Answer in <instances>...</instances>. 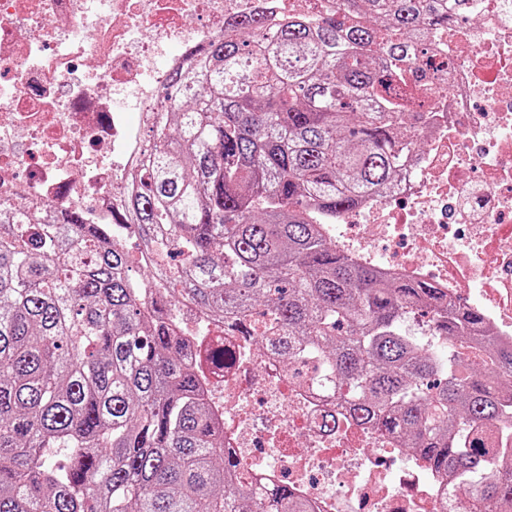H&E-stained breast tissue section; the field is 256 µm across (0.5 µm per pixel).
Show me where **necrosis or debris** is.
I'll use <instances>...</instances> for the list:
<instances>
[{
  "label": "necrosis or debris",
  "mask_w": 512,
  "mask_h": 512,
  "mask_svg": "<svg viewBox=\"0 0 512 512\" xmlns=\"http://www.w3.org/2000/svg\"><path fill=\"white\" fill-rule=\"evenodd\" d=\"M336 0H0V205L110 222L145 151L165 71L235 19L336 14ZM422 147L386 195L321 233L354 262L484 306L512 347V0L430 35ZM189 364L253 493L294 487L315 512H470L475 490L430 472L402 439L357 423L315 355L272 351L175 303Z\"/></svg>",
  "instance_id": "necrosis-or-debris-1"
}]
</instances>
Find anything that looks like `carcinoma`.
Segmentation results:
<instances>
[{"instance_id":"obj_1","label":"carcinoma","mask_w":512,"mask_h":512,"mask_svg":"<svg viewBox=\"0 0 512 512\" xmlns=\"http://www.w3.org/2000/svg\"><path fill=\"white\" fill-rule=\"evenodd\" d=\"M342 27L262 16L190 54L149 116L150 149L112 223L156 257L132 281L122 243L81 209L0 215V512H310L256 498L199 394L169 296L255 336L288 365L315 349L353 418L477 484L474 512H512V349L485 314L391 281L319 234L317 216L383 194L420 144L408 74L468 0H338ZM155 289L150 302L146 290ZM422 319L419 334L403 323ZM469 340L488 361L444 345Z\"/></svg>"}]
</instances>
